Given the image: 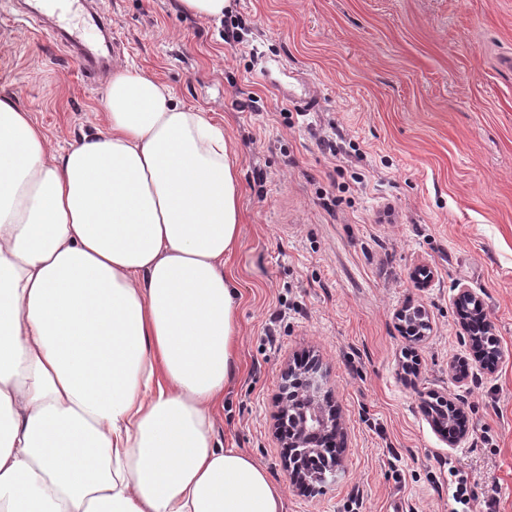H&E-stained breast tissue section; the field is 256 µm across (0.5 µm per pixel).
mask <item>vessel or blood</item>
Masks as SVG:
<instances>
[{
    "label": "vessel or blood",
    "instance_id": "obj_1",
    "mask_svg": "<svg viewBox=\"0 0 512 512\" xmlns=\"http://www.w3.org/2000/svg\"><path fill=\"white\" fill-rule=\"evenodd\" d=\"M43 3L46 11L59 18L80 14L78 26L68 28L59 21L51 29L52 38L68 57L79 62L86 74L94 77L108 72L110 59L102 54L98 42L99 34L110 26L108 16L90 8L87 0H43Z\"/></svg>",
    "mask_w": 512,
    "mask_h": 512
}]
</instances>
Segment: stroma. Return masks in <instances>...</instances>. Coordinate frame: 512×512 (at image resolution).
Here are the masks:
<instances>
[{
  "label": "stroma",
  "mask_w": 512,
  "mask_h": 512,
  "mask_svg": "<svg viewBox=\"0 0 512 512\" xmlns=\"http://www.w3.org/2000/svg\"><path fill=\"white\" fill-rule=\"evenodd\" d=\"M99 4L112 68L168 84L238 151L241 234L224 271L240 335L218 439L265 465L285 512H461V483L471 512L491 489L512 512V0H231L219 23L177 0ZM17 14L0 0V96L61 153L105 127L108 84ZM463 287L499 340L495 371L471 361ZM408 304L428 314L416 343L396 317ZM307 352L346 445L314 494L290 480L273 428L282 370ZM433 394L469 416L456 444L426 415Z\"/></svg>",
  "instance_id": "35a3bbf8"
}]
</instances>
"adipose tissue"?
Returning a JSON list of instances; mask_svg holds the SVG:
<instances>
[{
	"mask_svg": "<svg viewBox=\"0 0 512 512\" xmlns=\"http://www.w3.org/2000/svg\"><path fill=\"white\" fill-rule=\"evenodd\" d=\"M55 153L0 98V512H283L214 434L235 367L240 166L222 124L119 70Z\"/></svg>",
	"mask_w": 512,
	"mask_h": 512,
	"instance_id": "ef3b65f1",
	"label": "adipose tissue"
}]
</instances>
